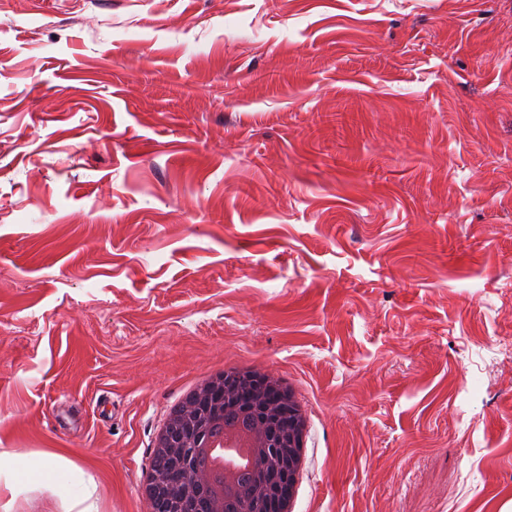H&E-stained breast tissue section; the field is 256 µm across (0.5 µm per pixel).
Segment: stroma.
I'll use <instances>...</instances> for the list:
<instances>
[{
	"mask_svg": "<svg viewBox=\"0 0 512 512\" xmlns=\"http://www.w3.org/2000/svg\"><path fill=\"white\" fill-rule=\"evenodd\" d=\"M233 370L292 512H512V0H0V451L148 512Z\"/></svg>",
	"mask_w": 512,
	"mask_h": 512,
	"instance_id": "1",
	"label": "stroma"
}]
</instances>
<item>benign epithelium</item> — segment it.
Masks as SVG:
<instances>
[{"instance_id":"benign-epithelium-1","label":"benign epithelium","mask_w":512,"mask_h":512,"mask_svg":"<svg viewBox=\"0 0 512 512\" xmlns=\"http://www.w3.org/2000/svg\"><path fill=\"white\" fill-rule=\"evenodd\" d=\"M228 411L249 416L257 467L243 481L231 471L224 485L237 488L233 512H282L301 463L303 420L293 396L256 372L222 375L202 383L169 418L154 447L164 465L152 474L161 505L166 496L185 512H223L221 494L207 470L186 464L189 448L200 447L208 428Z\"/></svg>"}]
</instances>
